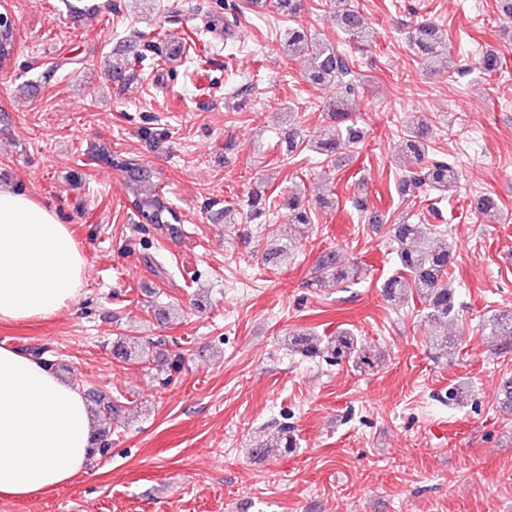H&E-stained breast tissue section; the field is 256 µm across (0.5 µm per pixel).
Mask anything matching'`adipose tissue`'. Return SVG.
Instances as JSON below:
<instances>
[{"mask_svg":"<svg viewBox=\"0 0 512 512\" xmlns=\"http://www.w3.org/2000/svg\"><path fill=\"white\" fill-rule=\"evenodd\" d=\"M87 260L49 206L0 187V321L48 320L71 309ZM92 421L79 385L0 347V494L46 495L87 473Z\"/></svg>","mask_w":512,"mask_h":512,"instance_id":"adipose-tissue-1","label":"adipose tissue"}]
</instances>
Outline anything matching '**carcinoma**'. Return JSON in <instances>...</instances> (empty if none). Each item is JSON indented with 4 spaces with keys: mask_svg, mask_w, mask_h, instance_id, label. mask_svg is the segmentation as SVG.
Returning a JSON list of instances; mask_svg holds the SVG:
<instances>
[{
    "mask_svg": "<svg viewBox=\"0 0 512 512\" xmlns=\"http://www.w3.org/2000/svg\"><path fill=\"white\" fill-rule=\"evenodd\" d=\"M336 27L341 35L356 42L368 41L369 32L360 13L349 7L336 13ZM14 29L5 27L0 31V58L9 57L14 48ZM408 46L425 66L435 72H449L451 54L439 27L432 21L422 20L408 32ZM288 57H306L310 61V79L316 84L334 83L342 89L336 102L328 108L331 119L336 124V138L329 141L310 140L293 132L288 140V151L298 148H313L320 155L331 156L340 145L347 141L356 144L361 140V131L353 120L352 96L354 84L347 77L354 73V60L334 45L312 37L302 30H288ZM161 56L155 54L150 43H142L135 51L133 62L160 66ZM474 69L486 75L502 69V56L495 51H487L475 63ZM406 142L402 152L405 156L406 175L401 183V191L414 192L421 189L436 190L440 193L458 184L459 170L455 162L429 156L432 125L418 121L405 128ZM95 154L101 160L128 173L125 189L137 214L149 222H168L167 231L176 233L179 228L172 223L171 215L163 211L154 212L161 197L158 185L151 172L137 162L112 155L105 144L95 147ZM247 217L252 222L266 220L270 206L261 193L254 194L247 201ZM478 212L489 221L496 219L499 212L497 201L490 195L478 200ZM290 210L289 223L294 225V235L280 249L286 255L304 236L306 226L311 223L301 196H288ZM391 240L397 255L398 272L384 284V297L394 305L403 306L417 300L424 305L427 321L444 324L455 311V292L448 284V269L455 260L451 247L439 245L422 231L421 225L403 222L392 225ZM317 278L329 274L340 284L349 279L348 271L336 267V255L332 252L321 257L317 264ZM484 337L499 355L512 352V312L502 311L493 315L483 326ZM288 350L306 358H324L340 364L359 360L366 362L367 354L361 348L358 337L349 329H338L322 338L293 334L288 337Z\"/></svg>",
    "mask_w": 512,
    "mask_h": 512,
    "instance_id": "obj_1",
    "label": "carcinoma"
}]
</instances>
